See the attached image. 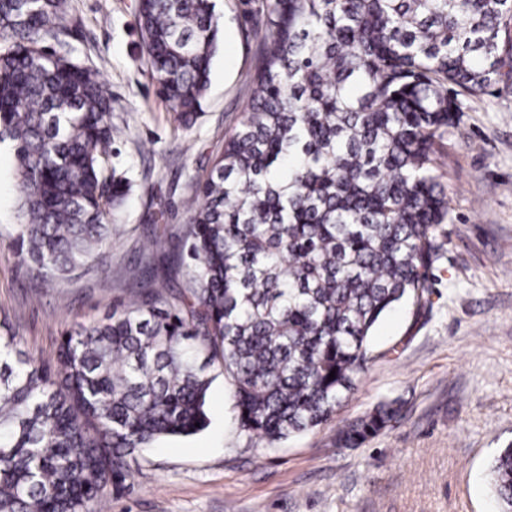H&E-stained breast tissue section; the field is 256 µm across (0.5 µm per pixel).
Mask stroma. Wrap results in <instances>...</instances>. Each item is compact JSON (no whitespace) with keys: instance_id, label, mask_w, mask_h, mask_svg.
Listing matches in <instances>:
<instances>
[{"instance_id":"1","label":"stroma","mask_w":512,"mask_h":512,"mask_svg":"<svg viewBox=\"0 0 512 512\" xmlns=\"http://www.w3.org/2000/svg\"><path fill=\"white\" fill-rule=\"evenodd\" d=\"M71 53L112 90V120L125 136L110 164L126 177L112 242L98 261L50 283L10 244L19 180L0 145V324L35 360L53 364L74 322L135 299L139 249L184 248L183 206L241 120L258 63L256 25L265 0H216L221 42L191 127H180L143 50L137 0H71ZM461 120L443 137L439 172L448 215L432 304L400 305L378 326L373 359L332 418L273 446L236 421L231 387L215 380L208 428L142 449L132 475L107 487L98 512H498L488 463L512 441V79L459 99ZM399 417L358 448L336 431L381 401Z\"/></svg>"}]
</instances>
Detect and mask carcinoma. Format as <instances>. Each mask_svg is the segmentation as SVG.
<instances>
[{
	"mask_svg": "<svg viewBox=\"0 0 512 512\" xmlns=\"http://www.w3.org/2000/svg\"><path fill=\"white\" fill-rule=\"evenodd\" d=\"M247 112L188 204L184 283L142 250L138 297L77 322L43 364L0 334V512H94L162 437L209 425L233 386L239 428L272 445L329 420L372 360V332L432 305L448 215L439 148L458 96L512 76V0H270ZM160 92L190 124L217 49L212 0H139ZM67 0H0V143L20 182L12 245L45 281L112 239V92L67 50ZM335 378H329L330 372ZM398 412L336 433L357 447ZM512 512V443L489 465Z\"/></svg>",
	"mask_w": 512,
	"mask_h": 512,
	"instance_id": "cac0c4a2",
	"label": "carcinoma"
}]
</instances>
